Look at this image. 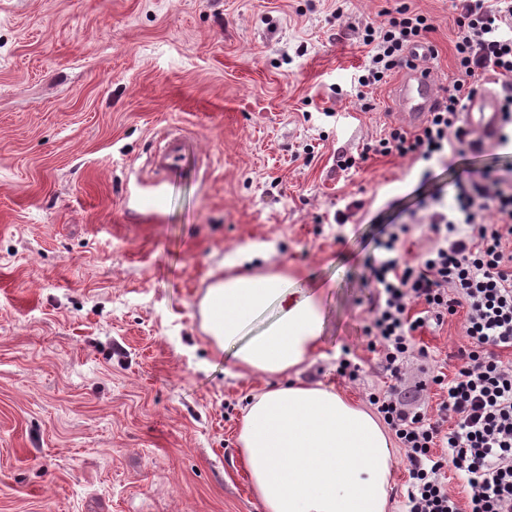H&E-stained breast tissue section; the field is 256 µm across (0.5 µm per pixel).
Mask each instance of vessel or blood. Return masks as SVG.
<instances>
[{"mask_svg":"<svg viewBox=\"0 0 512 512\" xmlns=\"http://www.w3.org/2000/svg\"><path fill=\"white\" fill-rule=\"evenodd\" d=\"M437 80L435 72L420 66L403 70L395 88L393 103V117L399 125L412 129L424 120L435 98ZM466 117L469 128L482 144L494 143L500 112L498 99L493 93L483 92L473 97L468 104ZM160 140L161 145L151 154L149 165L155 175L165 176L178 166L185 151L186 139L181 134L167 131Z\"/></svg>","mask_w":512,"mask_h":512,"instance_id":"obj_1","label":"vessel or blood"}]
</instances>
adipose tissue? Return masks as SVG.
Segmentation results:
<instances>
[{
    "instance_id": "adipose-tissue-1",
    "label": "adipose tissue",
    "mask_w": 512,
    "mask_h": 512,
    "mask_svg": "<svg viewBox=\"0 0 512 512\" xmlns=\"http://www.w3.org/2000/svg\"><path fill=\"white\" fill-rule=\"evenodd\" d=\"M258 256L245 248L225 260L232 273L209 287L201 314L217 351L242 374L283 375L321 355L326 287L298 289L284 271L235 273ZM271 308L276 318L251 332ZM238 440L264 512H387L391 437L336 390L296 382L254 395Z\"/></svg>"
}]
</instances>
